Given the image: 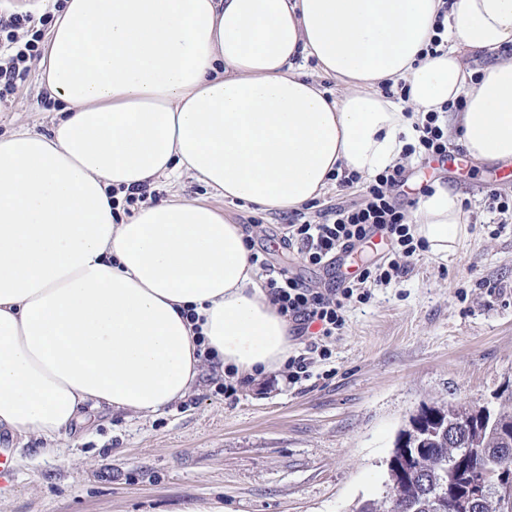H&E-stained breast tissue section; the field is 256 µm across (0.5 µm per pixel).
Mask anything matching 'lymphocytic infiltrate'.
I'll return each mask as SVG.
<instances>
[{
  "mask_svg": "<svg viewBox=\"0 0 512 512\" xmlns=\"http://www.w3.org/2000/svg\"><path fill=\"white\" fill-rule=\"evenodd\" d=\"M31 23L30 15L0 11V100L12 94L15 78L27 71L29 63L42 56V35ZM438 120V113L428 114L411 153L430 160L461 152V145L449 143L448 131ZM407 182L404 165H395L364 187L360 202L326 209L315 224L289 225L288 247L306 263L331 273L336 270L337 253L363 248L377 233L388 240L389 249L380 261L359 268L343 285L330 281L314 288L288 270L263 265L272 303L292 321L295 334L308 340L306 353L289 357L286 363L290 378L308 376L311 357L329 359L327 342L345 324L346 301H369L373 288L390 285L407 273L408 257L422 246L402 209Z\"/></svg>",
  "mask_w": 512,
  "mask_h": 512,
  "instance_id": "lymphocytic-infiltrate-1",
  "label": "lymphocytic infiltrate"
}]
</instances>
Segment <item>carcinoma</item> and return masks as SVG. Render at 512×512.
I'll return each instance as SVG.
<instances>
[{"mask_svg": "<svg viewBox=\"0 0 512 512\" xmlns=\"http://www.w3.org/2000/svg\"><path fill=\"white\" fill-rule=\"evenodd\" d=\"M437 411L464 425L476 418V407L458 404L439 407ZM459 447H448V441L431 443L423 448L419 460L415 461L418 476L403 484L394 473L389 474L390 487L380 499L366 500L354 512H433L431 497L444 470L463 453L476 448H499V436L489 430L461 432Z\"/></svg>", "mask_w": 512, "mask_h": 512, "instance_id": "cac0c4a2", "label": "carcinoma"}]
</instances>
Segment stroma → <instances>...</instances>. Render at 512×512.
Masks as SVG:
<instances>
[{
  "instance_id": "35a3bbf8",
  "label": "stroma",
  "mask_w": 512,
  "mask_h": 512,
  "mask_svg": "<svg viewBox=\"0 0 512 512\" xmlns=\"http://www.w3.org/2000/svg\"><path fill=\"white\" fill-rule=\"evenodd\" d=\"M36 67L0 102V135L46 132L54 115ZM413 213L421 185L458 192L469 236L448 259L417 251L394 287L369 302H348L328 360L290 382L284 371L240 384L225 400L210 372L196 390L143 418L107 409L88 413L45 453V441L0 432L15 480L0 512H351L381 497L400 430L426 405L475 404L512 412V222L488 209L491 194L512 196V175L468 162L448 173L405 162ZM156 199L202 201L240 224L253 252L319 284L325 270L304 266L275 245L295 216L316 220L329 205L359 201V188L330 182L300 213L229 202L184 177L156 181Z\"/></svg>"
}]
</instances>
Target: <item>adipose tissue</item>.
I'll return each mask as SVG.
<instances>
[{
    "label": "adipose tissue",
    "instance_id": "adipose-tissue-1",
    "mask_svg": "<svg viewBox=\"0 0 512 512\" xmlns=\"http://www.w3.org/2000/svg\"><path fill=\"white\" fill-rule=\"evenodd\" d=\"M39 76L61 105L48 132L0 136V429L22 438L87 407L157 414L206 361L256 379L290 355L241 227L181 197L121 220L132 188L187 176L295 211L332 176L396 165L456 100L471 160L512 164V0H65ZM412 222L444 259L469 234L441 185Z\"/></svg>",
    "mask_w": 512,
    "mask_h": 512
}]
</instances>
